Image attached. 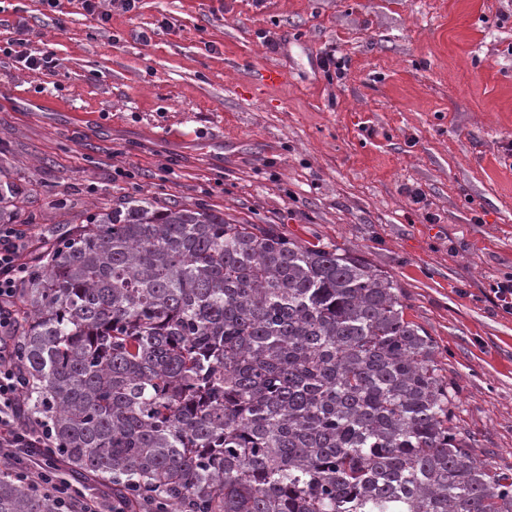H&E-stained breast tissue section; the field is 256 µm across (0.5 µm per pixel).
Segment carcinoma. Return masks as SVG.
<instances>
[{
    "mask_svg": "<svg viewBox=\"0 0 512 512\" xmlns=\"http://www.w3.org/2000/svg\"><path fill=\"white\" fill-rule=\"evenodd\" d=\"M19 202L0 178V224ZM18 305L26 414L138 512H512L433 337L350 250L129 196L46 241ZM0 512L59 506L3 470Z\"/></svg>",
    "mask_w": 512,
    "mask_h": 512,
    "instance_id": "cac0c4a2",
    "label": "carcinoma"
}]
</instances>
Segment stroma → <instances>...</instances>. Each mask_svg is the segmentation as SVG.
Here are the masks:
<instances>
[{
    "label": "stroma",
    "mask_w": 512,
    "mask_h": 512,
    "mask_svg": "<svg viewBox=\"0 0 512 512\" xmlns=\"http://www.w3.org/2000/svg\"><path fill=\"white\" fill-rule=\"evenodd\" d=\"M0 168L18 222L148 195L355 250L403 289L459 429L512 466V0H5ZM26 49L54 74L1 50ZM335 54L343 73L324 68ZM287 69L259 87L264 66Z\"/></svg>",
    "instance_id": "35a3bbf8"
}]
</instances>
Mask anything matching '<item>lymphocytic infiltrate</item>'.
Instances as JSON below:
<instances>
[{"mask_svg":"<svg viewBox=\"0 0 512 512\" xmlns=\"http://www.w3.org/2000/svg\"><path fill=\"white\" fill-rule=\"evenodd\" d=\"M35 250L31 231L18 224H0V469L14 463L18 451L27 450L21 476L35 477L38 489L63 502V512H127L122 502L71 489L61 475L59 459L44 452L50 443V428L19 415L21 395L11 363L17 320L14 307L18 284Z\"/></svg>","mask_w":512,"mask_h":512,"instance_id":"f902f5d3","label":"lymphocytic infiltrate"}]
</instances>
